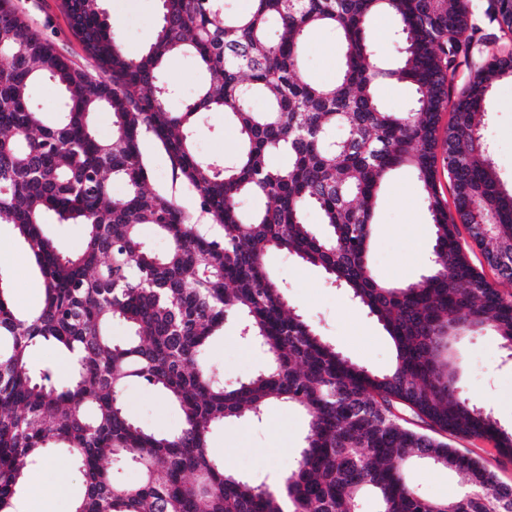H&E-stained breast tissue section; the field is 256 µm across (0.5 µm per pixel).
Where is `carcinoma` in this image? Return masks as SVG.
Instances as JSON below:
<instances>
[{
    "label": "carcinoma",
    "instance_id": "obj_1",
    "mask_svg": "<svg viewBox=\"0 0 512 512\" xmlns=\"http://www.w3.org/2000/svg\"><path fill=\"white\" fill-rule=\"evenodd\" d=\"M99 2L63 0L91 72L13 0H0V224L14 226L44 285L41 307L20 314L0 276V512H15L24 471L50 448L66 449L83 476L73 512H351L366 490L379 512H504L512 486L439 438L491 439L512 456V431L464 396L439 332L489 326L512 351V297L471 264L459 240L463 226L499 280L512 284V189L483 135L494 89L512 79V0H488L484 16L495 34L476 22L470 0H250L238 14L225 13L224 0H162L160 27L138 56L114 40ZM378 13L395 19L401 39L392 67L380 64L365 35ZM324 28L344 47L332 84L298 76L303 44ZM184 53L208 79L170 112L162 73ZM482 53L453 92L457 70ZM42 78L64 96L51 122L29 106ZM382 81L413 87L407 111L379 102ZM255 96L266 98L265 111L248 106ZM101 110L112 119L107 139L93 127ZM209 112L236 129L239 149L228 165L195 150L192 130ZM146 137L196 192L203 222L150 187ZM273 153L287 155L288 165L271 166ZM402 167L417 178L434 245L428 271L394 285L373 273L369 245L381 183ZM113 180L126 185L124 195L112 196ZM243 195L258 202L247 215ZM311 207L326 225L320 235L305 223ZM50 215L85 227L81 250L43 233ZM145 225L168 241L165 251L144 244ZM272 250L324 270L375 317L393 343V367L371 371L324 340L268 268ZM234 316L270 364L228 387L203 350ZM115 321L128 325V336L112 337ZM45 342L69 354L68 379L55 380L49 366L32 370L31 351ZM132 381L179 407L180 432L136 423L122 401ZM272 400L308 416L281 492L208 451L214 426L258 419ZM417 459L461 474V493L449 501L418 495L405 475ZM116 462L138 469L140 482L114 481Z\"/></svg>",
    "mask_w": 512,
    "mask_h": 512
}]
</instances>
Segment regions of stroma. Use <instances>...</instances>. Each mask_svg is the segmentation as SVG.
<instances>
[{
  "label": "stroma",
  "instance_id": "35a3bbf8",
  "mask_svg": "<svg viewBox=\"0 0 512 512\" xmlns=\"http://www.w3.org/2000/svg\"><path fill=\"white\" fill-rule=\"evenodd\" d=\"M29 20L53 39L60 51L83 67L92 62L82 44L73 36L62 0H15ZM114 38L130 55L140 54L153 40L161 20V0H100ZM302 74L314 81L335 82L342 66V48L336 32L313 31L303 47ZM164 78L172 86L166 99L169 111H181L193 97L206 75L194 57L184 54L172 59ZM492 118L485 131L495 151V162L504 185H512V81H502L491 103ZM193 141L205 158L232 160L238 143L234 129L223 116L204 117L194 128ZM142 151L155 189L178 197L186 211L198 215L196 195L176 179L167 155L153 141L144 140ZM433 234L413 171L403 167L383 181L375 208L370 262L375 275L390 283H407L420 278L427 269ZM267 264L282 282L290 302L299 307L317 332L337 351L375 372L391 369L395 352L386 332L367 312L341 289L327 280L317 267L274 251ZM0 275L10 286L13 306L27 313L37 309L43 297L42 282L28 250L17 238L13 225L0 224ZM454 348L462 359L461 383L470 401L490 411L502 429L512 430V353L489 328L465 332ZM206 356L225 384L232 385L265 369L270 357L256 343L240 334V321L231 317L221 335L212 337ZM128 413L140 425L174 433L183 419L179 408L151 387L129 383L123 395ZM308 417L301 409L273 402L261 420L228 423L212 431L210 453L254 483L269 487L281 482L295 464L307 433ZM452 447L478 459L498 479L512 485V456L499 452L485 439L450 438ZM40 474L38 492L23 489L17 499L19 512H43L53 498L59 476H66L71 497L82 492L81 476L66 451L52 450L48 461L36 466ZM407 478L424 497L447 499L458 491V477L447 468L418 460Z\"/></svg>",
  "mask_w": 512,
  "mask_h": 512
}]
</instances>
